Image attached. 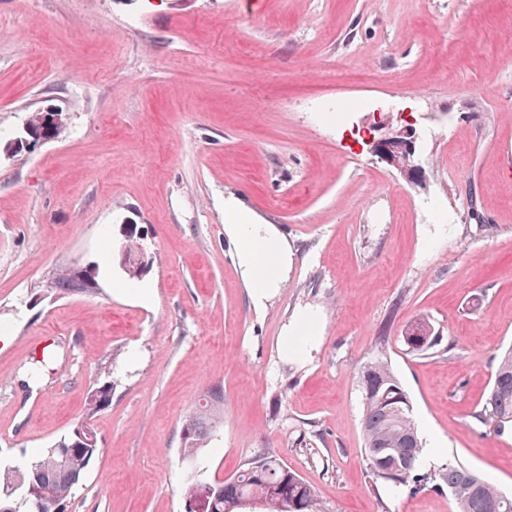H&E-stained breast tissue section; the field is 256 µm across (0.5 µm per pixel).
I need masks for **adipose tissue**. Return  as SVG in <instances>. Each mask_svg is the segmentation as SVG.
Here are the masks:
<instances>
[{"instance_id":"adipose-tissue-1","label":"adipose tissue","mask_w":512,"mask_h":512,"mask_svg":"<svg viewBox=\"0 0 512 512\" xmlns=\"http://www.w3.org/2000/svg\"><path fill=\"white\" fill-rule=\"evenodd\" d=\"M224 230L239 244V265L250 286L251 300L255 307H262L288 268V246L275 230L250 223L242 213L233 214Z\"/></svg>"}]
</instances>
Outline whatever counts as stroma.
I'll return each mask as SVG.
<instances>
[{
    "label": "stroma",
    "instance_id": "1",
    "mask_svg": "<svg viewBox=\"0 0 512 512\" xmlns=\"http://www.w3.org/2000/svg\"><path fill=\"white\" fill-rule=\"evenodd\" d=\"M355 97L369 107L325 109ZM50 106L61 135L4 152ZM404 129L411 175L374 152ZM503 144L512 0H0V470L64 438L108 379L67 512H186L188 477L268 453L322 512H456L448 491L373 480L357 378L379 358L431 470L512 495V426L475 417L512 348ZM228 205L288 244L260 308ZM129 225L148 305L116 259ZM88 264L97 290L49 288ZM305 319L307 354L285 352ZM422 319L442 341L409 352ZM214 386L224 420L185 462L182 421Z\"/></svg>",
    "mask_w": 512,
    "mask_h": 512
}]
</instances>
